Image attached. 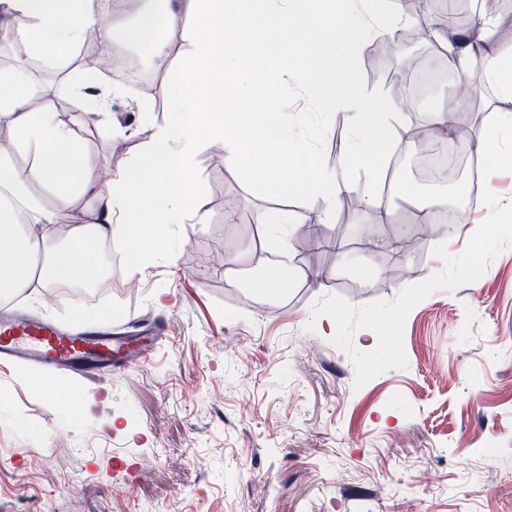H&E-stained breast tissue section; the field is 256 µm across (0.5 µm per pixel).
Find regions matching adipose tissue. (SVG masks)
<instances>
[{
	"mask_svg": "<svg viewBox=\"0 0 512 512\" xmlns=\"http://www.w3.org/2000/svg\"><path fill=\"white\" fill-rule=\"evenodd\" d=\"M182 28L184 46L175 75L172 109L154 124L149 105L136 103L152 133L129 169L99 177L69 125L55 112L30 106L31 76L25 66L0 70V116L11 138L0 148V298L31 288H87L103 285L97 272L105 239L123 245L131 275L143 272L145 246L161 247V232L186 223L205 206L195 185L197 159L214 143L224 164L280 194L303 188L335 204L357 194L364 209L381 211L377 189L387 149L405 148L409 115L381 111L351 74L368 41L417 23L437 42L445 36L432 16L420 19L398 4L374 12L368 0H154L151 9L125 28L106 26L105 47L121 58L127 46L147 47L157 63L167 59L165 40L152 37L155 17ZM97 0H0V31L28 53L50 59L75 47L87 28L100 23ZM494 21L479 15L473 40L461 41L456 60L468 78L492 87L512 103V46L494 39ZM480 69H472V59ZM318 109L343 110L348 137L344 173L324 167L312 144L294 137L309 127L308 110L280 111L287 84ZM87 114L98 122L110 116L123 87L82 79L72 86ZM51 192V205L30 207L33 185ZM94 187L103 211L99 219L76 221L67 242L54 245L56 215L79 189Z\"/></svg>",
	"mask_w": 512,
	"mask_h": 512,
	"instance_id": "obj_1",
	"label": "adipose tissue"
}]
</instances>
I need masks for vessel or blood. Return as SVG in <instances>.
<instances>
[{"mask_svg":"<svg viewBox=\"0 0 512 512\" xmlns=\"http://www.w3.org/2000/svg\"><path fill=\"white\" fill-rule=\"evenodd\" d=\"M142 343L139 336H115L0 307V361L63 369L97 384L125 371L128 355L139 352Z\"/></svg>","mask_w":512,"mask_h":512,"instance_id":"1","label":"vessel or blood"}]
</instances>
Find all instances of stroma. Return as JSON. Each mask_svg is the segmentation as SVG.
<instances>
[{"label":"stroma","instance_id":"1","mask_svg":"<svg viewBox=\"0 0 512 512\" xmlns=\"http://www.w3.org/2000/svg\"><path fill=\"white\" fill-rule=\"evenodd\" d=\"M163 35L165 64L125 49L143 78L135 96L159 122L183 47L182 30ZM19 63L43 96L39 109L59 113L100 167H129L151 130L128 99L113 101L107 124H91L70 92L80 65L56 70L0 47V67ZM388 68L436 76L407 97L375 77L369 55L353 72L381 108L409 111L417 132L387 170L388 221L305 190L280 195L226 168L221 145L207 147L196 177L202 219L170 227L176 261L157 254L131 288L101 250L104 286L64 296L58 311L69 322L77 300L91 314L111 309L103 331L164 311L167 332L149 353L99 386L57 373L63 402L30 386L34 367L0 365V512H512V248L477 281L417 304L404 326L407 368L358 389L351 361L331 343L335 320L313 314L329 295L357 307L396 297L442 270L436 244L460 253L488 215L467 170L425 181L411 161L434 139L437 101L475 130L498 119L494 90L465 91L447 51L431 45L414 67L395 58ZM303 135L321 164L343 172L342 112L319 116ZM435 197L442 218L423 227L416 212ZM328 207L332 218L320 223ZM262 211L318 225L324 250L302 252L297 233L268 235L256 222ZM283 254L295 282L254 288Z\"/></svg>","mask_w":512,"mask_h":512}]
</instances>
